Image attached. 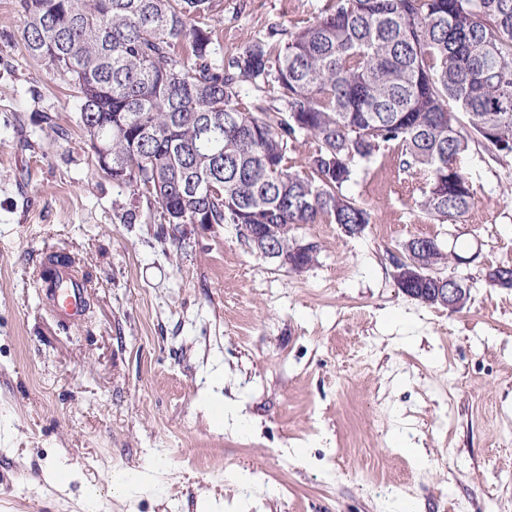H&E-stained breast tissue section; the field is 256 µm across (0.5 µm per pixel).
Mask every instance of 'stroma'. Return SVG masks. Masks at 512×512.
I'll list each match as a JSON object with an SVG mask.
<instances>
[{"mask_svg": "<svg viewBox=\"0 0 512 512\" xmlns=\"http://www.w3.org/2000/svg\"><path fill=\"white\" fill-rule=\"evenodd\" d=\"M324 3L211 0L219 47ZM22 22L0 0V512H512V288L486 278L512 261V157L473 146L474 204L439 224L414 204L419 178L381 150L347 187L367 230L301 226L318 261L291 272L234 225L172 227L112 182ZM413 237L467 257L447 268L470 288L464 309L398 287L393 258ZM52 254L85 282L76 321L42 297ZM221 372L242 429L198 408ZM126 468L147 473L128 496H84Z\"/></svg>", "mask_w": 512, "mask_h": 512, "instance_id": "1", "label": "stroma"}]
</instances>
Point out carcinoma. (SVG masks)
Listing matches in <instances>:
<instances>
[{
    "instance_id": "1",
    "label": "carcinoma",
    "mask_w": 512,
    "mask_h": 512,
    "mask_svg": "<svg viewBox=\"0 0 512 512\" xmlns=\"http://www.w3.org/2000/svg\"><path fill=\"white\" fill-rule=\"evenodd\" d=\"M18 9L25 50L75 91L112 181L166 224H233L251 247L260 230L306 266L318 249L293 254L300 225L372 223L345 188L381 149L423 180L417 208L440 224L473 205L470 143L512 156V0H326L314 20L221 58L210 0ZM200 183L214 191L194 193Z\"/></svg>"
}]
</instances>
